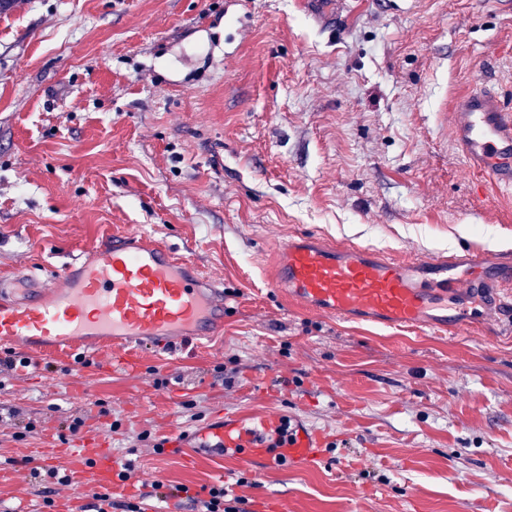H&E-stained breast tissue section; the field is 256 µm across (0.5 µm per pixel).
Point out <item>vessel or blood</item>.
<instances>
[{"label": "vessel or blood", "mask_w": 512, "mask_h": 512, "mask_svg": "<svg viewBox=\"0 0 512 512\" xmlns=\"http://www.w3.org/2000/svg\"><path fill=\"white\" fill-rule=\"evenodd\" d=\"M450 135L466 166L503 195L512 194V107L493 92L472 90L459 99ZM172 248L113 235L109 246L81 262L66 287L35 286L17 276V298H0V345L28 344L73 354L123 344L137 347L158 337L176 350L177 337L201 336L224 323L222 291L205 276L190 275ZM279 279L303 307L341 320H366L439 336L459 330L449 297L481 296L484 309L512 319V250L494 254L466 249L449 255L400 259L369 247L331 244L298 234L285 248ZM283 414L273 409L243 414L217 428L198 429V452L241 464L265 460L312 464L328 439L314 429L292 427L283 443L272 442ZM45 469H63L70 492L58 512H80L82 489L92 482L111 494L127 492L107 440L93 454L69 446L41 449Z\"/></svg>", "instance_id": "b4317fda"}]
</instances>
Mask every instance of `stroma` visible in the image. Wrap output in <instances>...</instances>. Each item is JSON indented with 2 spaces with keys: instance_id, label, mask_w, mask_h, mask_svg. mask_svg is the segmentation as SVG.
<instances>
[{
  "instance_id": "stroma-1",
  "label": "stroma",
  "mask_w": 512,
  "mask_h": 512,
  "mask_svg": "<svg viewBox=\"0 0 512 512\" xmlns=\"http://www.w3.org/2000/svg\"><path fill=\"white\" fill-rule=\"evenodd\" d=\"M15 0L0 14V275L65 284L134 230L229 289L224 326L172 353L0 374V501L67 419L135 475L217 483L252 512H512V327L454 337L336 320L271 287L292 234L398 257L512 250V196L466 170L458 94L512 103L495 0ZM278 409L335 448L312 466L155 453L154 439ZM118 430H110L112 422ZM33 425L25 438L14 432Z\"/></svg>"
}]
</instances>
